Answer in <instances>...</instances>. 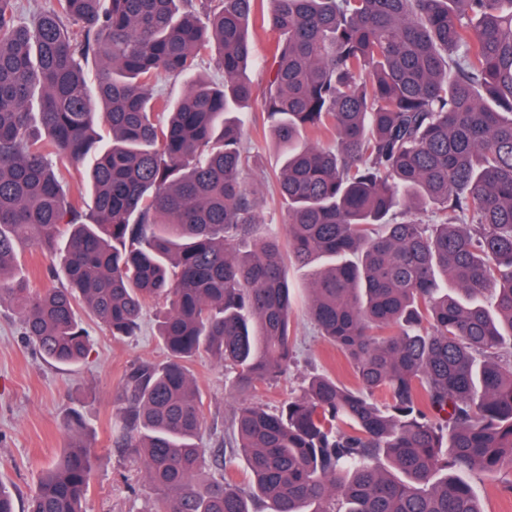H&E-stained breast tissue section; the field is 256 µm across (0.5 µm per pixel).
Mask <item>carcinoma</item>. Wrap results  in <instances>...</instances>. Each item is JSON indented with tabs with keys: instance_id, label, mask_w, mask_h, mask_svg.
<instances>
[{
	"instance_id": "obj_1",
	"label": "carcinoma",
	"mask_w": 512,
	"mask_h": 512,
	"mask_svg": "<svg viewBox=\"0 0 512 512\" xmlns=\"http://www.w3.org/2000/svg\"><path fill=\"white\" fill-rule=\"evenodd\" d=\"M17 4L0 0V304L74 365L78 307L134 336L161 303L167 358L134 366L116 406L155 512H485L462 475L512 466V0H56L30 25ZM205 56L224 80L195 77ZM257 95L280 225L242 179ZM55 159L90 160L89 211ZM24 244L58 285L12 274ZM321 261L308 313L356 384L314 374L254 405L293 358L288 267ZM202 351L240 402L222 454L188 369ZM93 454L71 437L27 512H86ZM274 40V36L267 33L255 39L252 46V55L255 61L254 65L248 70V76L255 84L264 83L266 59L269 55L270 43Z\"/></svg>"
}]
</instances>
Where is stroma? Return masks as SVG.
Masks as SVG:
<instances>
[{
    "label": "stroma",
    "mask_w": 512,
    "mask_h": 512,
    "mask_svg": "<svg viewBox=\"0 0 512 512\" xmlns=\"http://www.w3.org/2000/svg\"><path fill=\"white\" fill-rule=\"evenodd\" d=\"M245 132L255 162L244 178L253 190L263 220H280V200L274 174L281 157L270 139ZM158 305L148 304L138 335L120 338L91 317L82 322L91 336V350L81 363L59 367L45 362L22 332L18 314L0 304V479L14 495L16 512H25L39 474L63 453L71 434V412L83 419L81 438L94 450L87 512H153L154 491L139 467L120 455L112 441L117 436L114 401L127 371L143 360L164 361L167 352L157 335ZM294 360L286 379L261 387L253 403L277 408L297 395L308 378L324 372L352 385L356 379L349 361L318 333L307 312L304 295H296L292 315ZM203 393L206 447L219 448L237 407L223 367L206 354L190 364Z\"/></svg>",
    "instance_id": "1"
}]
</instances>
